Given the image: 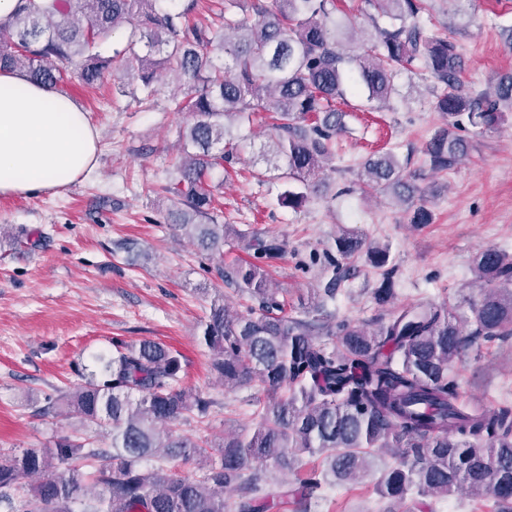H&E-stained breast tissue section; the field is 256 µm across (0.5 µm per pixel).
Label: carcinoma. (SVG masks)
<instances>
[{
    "label": "carcinoma",
    "instance_id": "1",
    "mask_svg": "<svg viewBox=\"0 0 512 512\" xmlns=\"http://www.w3.org/2000/svg\"><path fill=\"white\" fill-rule=\"evenodd\" d=\"M157 2L25 0L0 24V68L56 90L70 65L92 87L113 63L138 75L132 95L146 105L157 94V69L174 73L183 94L174 110L192 113L194 122L181 133L184 156L171 187L179 208L171 227L207 256L221 253L226 235L212 171L238 152L232 126L255 112L268 113L263 159L279 179L304 186L280 194L281 205L293 210L318 191L345 129L336 101L345 99L353 78L368 101L384 107L400 69L416 63L429 69L433 108L447 120L424 149L434 173L467 156L462 131L495 129L504 110L512 112L511 74L488 92H464L454 37L425 35L432 0H362L394 23L360 40L354 55L336 38L342 25L336 0H279L276 10L250 0L251 22L231 13L240 0H227L219 34L190 22L197 0L175 13L159 11ZM119 27L128 28L126 42L106 59L100 45ZM357 176L365 188L412 208L411 223L430 222L415 176L393 152L365 158ZM246 249L248 258L218 271L255 305L233 310L223 294L215 295L201 341L224 384L263 385L258 425L225 436L213 455L209 441L175 430L206 418L216 404L181 385L179 354L152 340L118 342L96 356L97 373L45 397V412L81 419L79 435L50 448L0 452V500H8L11 512H74L76 503L80 512H258L256 504L276 494L269 466L293 472L310 498L363 475L375 448L405 449L378 479L385 499L466 489L492 496L496 512H512V408L488 411L461 400L454 373L476 342L512 338L511 254L486 247L474 256L480 297L468 314L417 301L371 323H336L325 307L336 299L346 261L364 256L382 269L374 300L382 307L393 298L396 268L386 249L354 230L336 235L334 246L313 258L324 287L297 316L288 315V302L261 266L283 255L286 243L254 233ZM315 456L320 462L308 464ZM176 459L199 461V472L170 474L167 463ZM226 490L238 499L224 498Z\"/></svg>",
    "mask_w": 512,
    "mask_h": 512
}]
</instances>
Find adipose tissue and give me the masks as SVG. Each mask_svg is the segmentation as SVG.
Masks as SVG:
<instances>
[{"mask_svg":"<svg viewBox=\"0 0 512 512\" xmlns=\"http://www.w3.org/2000/svg\"><path fill=\"white\" fill-rule=\"evenodd\" d=\"M97 135L68 97L0 71V196L54 195L90 173Z\"/></svg>","mask_w":512,"mask_h":512,"instance_id":"ef3b65f1","label":"adipose tissue"}]
</instances>
